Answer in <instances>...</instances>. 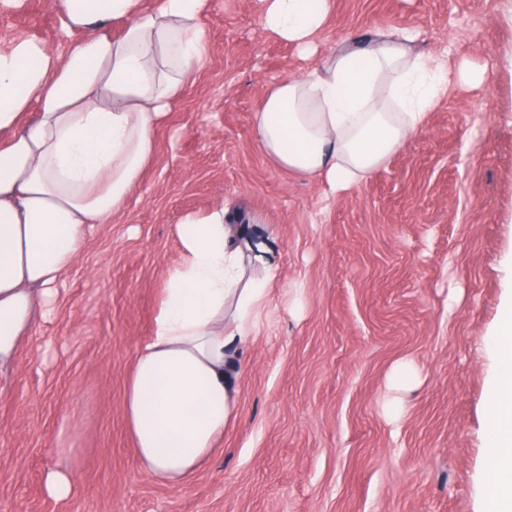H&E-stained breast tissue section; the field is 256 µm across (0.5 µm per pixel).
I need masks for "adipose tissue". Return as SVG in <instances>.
<instances>
[{
	"instance_id": "obj_1",
	"label": "adipose tissue",
	"mask_w": 512,
	"mask_h": 512,
	"mask_svg": "<svg viewBox=\"0 0 512 512\" xmlns=\"http://www.w3.org/2000/svg\"><path fill=\"white\" fill-rule=\"evenodd\" d=\"M86 35L65 52L14 37L0 52V368L52 303L86 239L126 203L187 75L209 54L210 0H51ZM264 28L314 48L330 0H261ZM125 19L120 38L104 30ZM400 32L347 49L273 86L254 116L284 169L341 191L361 182L424 123L448 87L444 62L411 54ZM34 119H27L29 108ZM153 334L133 361L123 411L153 481L183 486L237 421L244 347L279 264L267 238L225 223L223 207L176 228ZM485 512H512V297L495 329Z\"/></svg>"
}]
</instances>
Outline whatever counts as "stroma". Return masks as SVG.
Here are the masks:
<instances>
[{
    "mask_svg": "<svg viewBox=\"0 0 512 512\" xmlns=\"http://www.w3.org/2000/svg\"><path fill=\"white\" fill-rule=\"evenodd\" d=\"M210 48L126 204L0 377V512H483L490 349L512 287V0H332L315 55L257 0H210ZM407 28L448 93L361 184L277 165L253 117L320 58ZM79 37L47 0H0V49ZM224 206L280 274L244 349L238 420L184 486L139 469L127 378L153 332L176 226ZM75 487L48 497L46 476ZM74 478L70 472L54 471L48 474L45 482L47 494L56 500H64L73 490Z\"/></svg>",
    "mask_w": 512,
    "mask_h": 512,
    "instance_id": "stroma-1",
    "label": "stroma"
}]
</instances>
